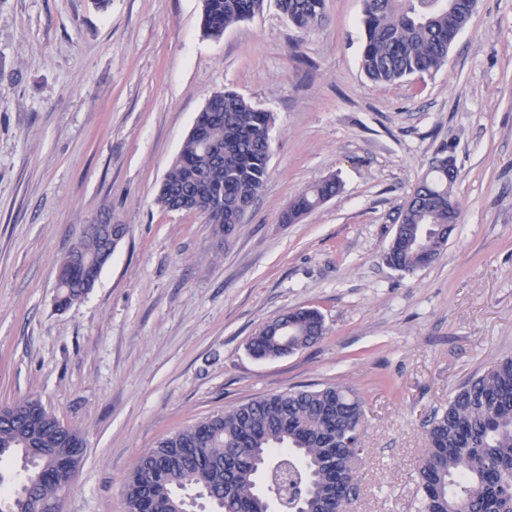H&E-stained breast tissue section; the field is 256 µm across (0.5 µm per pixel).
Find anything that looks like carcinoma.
Segmentation results:
<instances>
[{
    "mask_svg": "<svg viewBox=\"0 0 512 512\" xmlns=\"http://www.w3.org/2000/svg\"><path fill=\"white\" fill-rule=\"evenodd\" d=\"M266 0H203L202 29L219 38L224 30L260 13ZM280 10L303 29L319 27L327 0H276ZM474 0H453L456 29L470 20ZM365 42L361 68L374 83H389L438 71L448 62V9L439 0H365ZM197 122L206 141L219 149L214 158L203 141L190 135L164 181L197 195L194 212L229 238L262 190L269 157L266 142L273 123L233 91L213 96ZM448 169L430 166L398 215V227L384 259L401 272L434 261L448 243L441 228L457 220ZM342 188L328 176L301 190L282 215L285 224ZM76 245L87 256L100 250L99 230L85 225ZM71 281L57 284L55 308L77 302ZM288 332L267 324L249 350L259 360L308 347L325 334L314 308L284 314ZM365 411L354 392L341 384L287 389L240 403L161 438L145 453L126 483L128 512H157L162 503L201 492L218 512H269L277 495L272 472L283 463L306 489L299 512H347L357 494L345 463L360 447ZM427 448L416 465L414 512H512V357L488 366L465 382L426 421ZM84 442L66 426L60 433L30 432L24 415L0 423V460H24L20 488L0 494V512H49L74 477L58 467Z\"/></svg>",
    "mask_w": 512,
    "mask_h": 512,
    "instance_id": "obj_1",
    "label": "carcinoma"
}]
</instances>
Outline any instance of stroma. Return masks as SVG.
Returning a JSON list of instances; mask_svg holds the SVG:
<instances>
[{"label": "stroma", "instance_id": "35a3bbf8", "mask_svg": "<svg viewBox=\"0 0 512 512\" xmlns=\"http://www.w3.org/2000/svg\"><path fill=\"white\" fill-rule=\"evenodd\" d=\"M363 11L328 0L303 30L268 0L213 39L203 0H0V404L35 394L82 429L60 512H125V480L160 438L330 383L366 414L350 512H411L426 420L512 356V0H477L446 66L386 84L361 69ZM227 89L274 123L266 182L224 245L156 195ZM443 149L459 223L429 266L394 270L398 211ZM330 175L342 192L282 223ZM106 213L125 237L55 310L59 259ZM300 307L325 335L255 359L252 336Z\"/></svg>", "mask_w": 512, "mask_h": 512}]
</instances>
